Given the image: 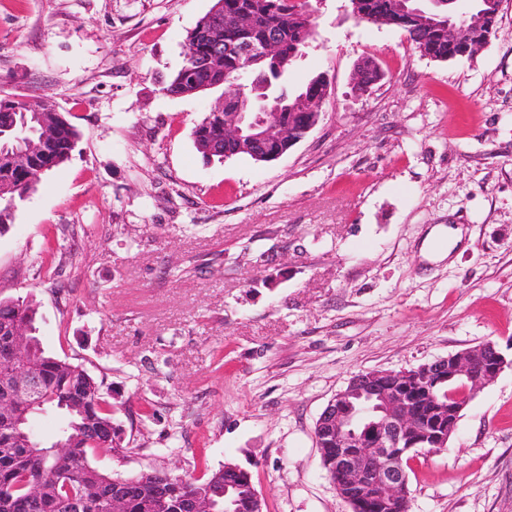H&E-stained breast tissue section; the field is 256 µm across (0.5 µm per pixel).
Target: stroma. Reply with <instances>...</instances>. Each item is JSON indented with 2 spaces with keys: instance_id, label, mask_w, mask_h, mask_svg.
<instances>
[{
  "instance_id": "35a3bbf8",
  "label": "stroma",
  "mask_w": 512,
  "mask_h": 512,
  "mask_svg": "<svg viewBox=\"0 0 512 512\" xmlns=\"http://www.w3.org/2000/svg\"><path fill=\"white\" fill-rule=\"evenodd\" d=\"M213 0H0V96L44 98L81 137L0 228V299L112 403L118 477L247 471L264 512H351L315 423L355 374L493 342L507 364L447 447L411 462V512H512V0L474 57L316 0L288 74L329 82L276 161H205L221 89L170 96ZM373 57L384 78L351 87ZM463 239L434 261V226ZM37 308L29 301L25 300H2L0 299V327L5 323L12 324L19 322L27 329L35 331L34 322L36 320Z\"/></svg>"
}]
</instances>
